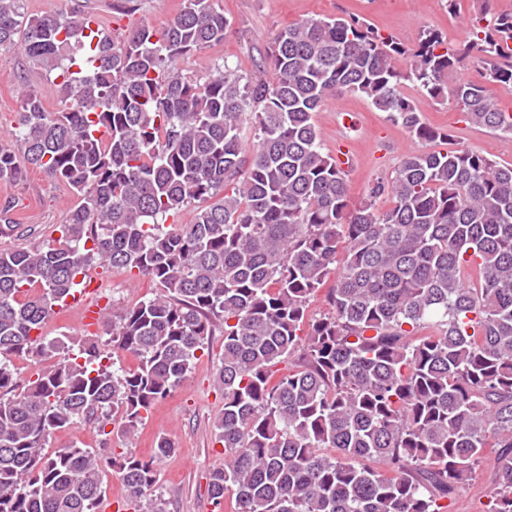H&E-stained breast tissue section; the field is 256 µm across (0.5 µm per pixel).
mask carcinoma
<instances>
[{
	"label": "carcinoma",
	"instance_id": "1",
	"mask_svg": "<svg viewBox=\"0 0 512 512\" xmlns=\"http://www.w3.org/2000/svg\"><path fill=\"white\" fill-rule=\"evenodd\" d=\"M492 2L462 40L428 28L410 47L356 17L303 19L275 36L267 82L226 64L202 81L179 70L224 41L219 0H183L161 27L117 37L80 5L35 16L24 0H0V53L19 50L61 77L54 112L20 90L0 183L25 181L32 166L79 199L58 238L0 250V512H97L112 457L76 445L48 456V439L90 419L105 446L137 433L217 327L215 502L231 512H448L495 448L485 512H512V164L467 146L407 154L353 204L313 119L347 92L424 142L448 140L422 121L409 82L511 137L512 111L487 86L512 89V13ZM468 57L482 81L448 84ZM248 111L257 133L247 152ZM189 207L193 219L179 223ZM24 233L13 205L1 206L0 237ZM94 266L157 292L104 309L99 335L48 336ZM333 272L331 312L314 317ZM65 348L77 355L19 387L10 356ZM116 350L137 368L118 365ZM176 452L160 437L155 457L120 458L117 512H167L155 459Z\"/></svg>",
	"mask_w": 512,
	"mask_h": 512
}]
</instances>
